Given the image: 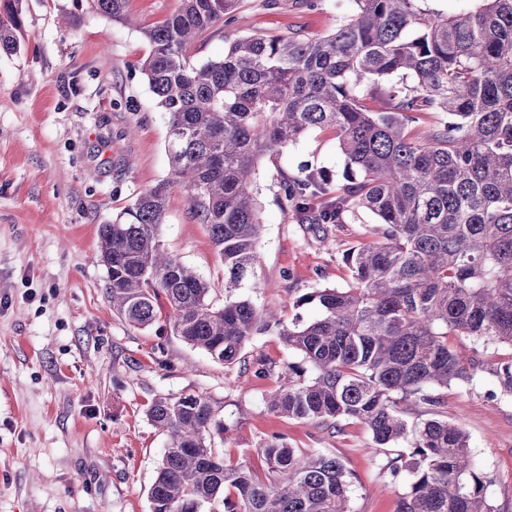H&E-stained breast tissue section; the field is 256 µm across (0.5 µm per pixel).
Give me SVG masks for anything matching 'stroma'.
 <instances>
[{
  "label": "stroma",
  "instance_id": "stroma-1",
  "mask_svg": "<svg viewBox=\"0 0 512 512\" xmlns=\"http://www.w3.org/2000/svg\"><path fill=\"white\" fill-rule=\"evenodd\" d=\"M177 0H128L118 25L73 0H23L21 50L0 56V512H151L148 490L167 443L147 408L156 395L202 394L221 406L215 448L265 468L260 447L277 437L339 457L356 480L352 512H395L406 488L392 479L370 432L348 423L335 435L271 412L277 383L255 375L258 358L300 362L275 332L250 341L245 363L226 366L160 325L137 329L112 310L98 228L170 174L168 123L142 64L144 29ZM79 10L77 27L64 13ZM354 0H239L232 20L203 34L193 63L219 60L250 35L325 34ZM345 158L333 129H315L260 157L253 185L261 233L256 287L239 294L285 322L312 319L294 297L346 288L347 249L371 241L376 217L316 235L278 204L284 176L310 167L338 182ZM160 240L223 305L224 265L187 193L168 195ZM448 419L467 433L484 495L512 512V396L492 374L448 389Z\"/></svg>",
  "mask_w": 512,
  "mask_h": 512
}]
</instances>
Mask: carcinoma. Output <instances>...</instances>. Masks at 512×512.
<instances>
[{"label": "carcinoma", "instance_id": "cac0c4a2", "mask_svg": "<svg viewBox=\"0 0 512 512\" xmlns=\"http://www.w3.org/2000/svg\"><path fill=\"white\" fill-rule=\"evenodd\" d=\"M21 2L0 0V54L20 50ZM90 2L129 22L127 0ZM355 3L323 36L243 37L203 64L190 46L237 0H177L144 30L142 71L167 114L171 177L99 226L112 310L146 328L162 294L171 332L225 365L275 331L303 365L258 363L256 374L281 380L272 411L335 432L364 424L389 474L409 476L395 512H494L468 437L444 408L448 387L484 372L512 395V359L492 365L484 354L512 346V0L451 16L418 0ZM364 87L383 108L363 104ZM426 112L446 118L415 128ZM317 128L336 131L344 183L303 169L283 179L280 205L303 224L376 216L379 240L344 255L354 285L296 297V308L317 310L307 322L287 324L243 297L214 307L209 284L162 248L170 189L183 187L208 227L227 292L257 288L254 166ZM148 417L168 436L151 512H211L217 501L224 512H351L353 474L336 456L270 440L262 479L213 447L224 422L208 397L159 396Z\"/></svg>", "mask_w": 512, "mask_h": 512}]
</instances>
